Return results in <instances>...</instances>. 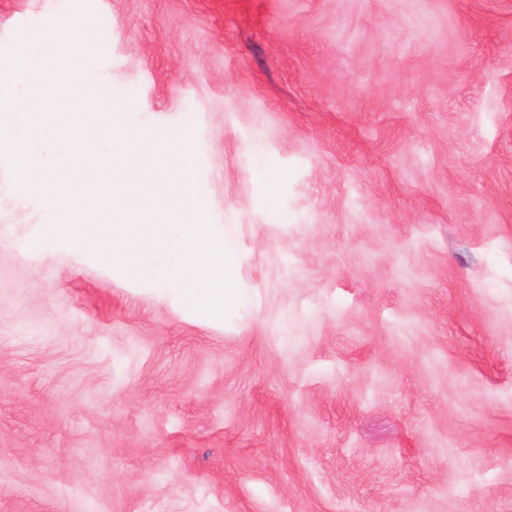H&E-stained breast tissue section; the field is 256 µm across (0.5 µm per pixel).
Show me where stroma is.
Listing matches in <instances>:
<instances>
[{"label":"stroma","instance_id":"stroma-1","mask_svg":"<svg viewBox=\"0 0 512 512\" xmlns=\"http://www.w3.org/2000/svg\"><path fill=\"white\" fill-rule=\"evenodd\" d=\"M186 137L217 317L0 159V512H512V0H0Z\"/></svg>","mask_w":512,"mask_h":512}]
</instances>
